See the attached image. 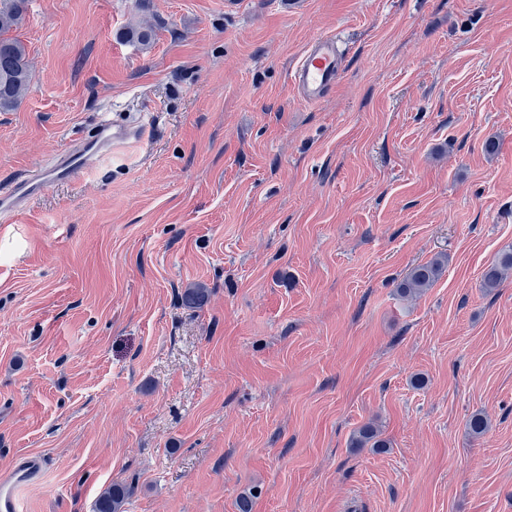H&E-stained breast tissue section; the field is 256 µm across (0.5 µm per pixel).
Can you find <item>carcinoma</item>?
I'll return each instance as SVG.
<instances>
[{
	"mask_svg": "<svg viewBox=\"0 0 512 512\" xmlns=\"http://www.w3.org/2000/svg\"><path fill=\"white\" fill-rule=\"evenodd\" d=\"M29 0H0V112L14 110L26 96L31 82V68L25 43L13 32L26 20ZM444 260H433L414 266L398 283L397 291L404 297L416 298L430 288L441 276ZM512 271V249L503 252L482 275V286L488 291L498 288ZM378 428L369 423L354 438L363 448H384L386 442L378 438ZM129 488L120 483L109 486L99 497L96 512H121Z\"/></svg>",
	"mask_w": 512,
	"mask_h": 512,
	"instance_id": "carcinoma-1",
	"label": "carcinoma"
}]
</instances>
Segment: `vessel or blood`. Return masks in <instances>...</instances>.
<instances>
[{
	"mask_svg": "<svg viewBox=\"0 0 512 512\" xmlns=\"http://www.w3.org/2000/svg\"><path fill=\"white\" fill-rule=\"evenodd\" d=\"M343 69L344 54L337 36L323 34L309 41L288 74V85L301 102L315 104L334 91ZM140 132V127L134 125L102 121L93 139L67 147L53 156L42 170L1 187L0 221L17 223L50 185L74 180L108 156L113 146L136 138ZM43 468L41 456L23 458L11 478L0 482V512H20V489L35 482Z\"/></svg>",
	"mask_w": 512,
	"mask_h": 512,
	"instance_id": "1",
	"label": "vessel or blood"
}]
</instances>
